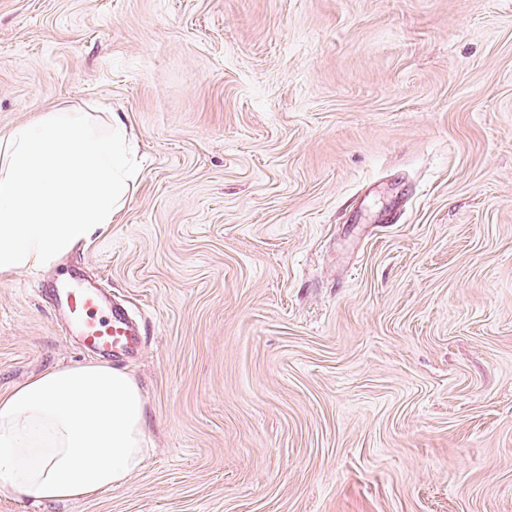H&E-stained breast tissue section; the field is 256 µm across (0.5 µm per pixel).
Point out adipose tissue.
<instances>
[{
  "label": "adipose tissue",
  "instance_id": "adipose-tissue-1",
  "mask_svg": "<svg viewBox=\"0 0 512 512\" xmlns=\"http://www.w3.org/2000/svg\"><path fill=\"white\" fill-rule=\"evenodd\" d=\"M124 119L44 112L0 132V277L48 264L115 223L139 176ZM145 401L99 361L0 394V487L69 501L121 486L146 455Z\"/></svg>",
  "mask_w": 512,
  "mask_h": 512
}]
</instances>
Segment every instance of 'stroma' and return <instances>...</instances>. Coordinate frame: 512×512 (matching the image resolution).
Returning <instances> with one entry per match:
<instances>
[{"label": "stroma", "instance_id": "1", "mask_svg": "<svg viewBox=\"0 0 512 512\" xmlns=\"http://www.w3.org/2000/svg\"><path fill=\"white\" fill-rule=\"evenodd\" d=\"M115 112L69 257L141 321L144 466L0 512H512V0H0V131ZM0 278V393L87 361Z\"/></svg>", "mask_w": 512, "mask_h": 512}]
</instances>
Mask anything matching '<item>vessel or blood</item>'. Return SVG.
<instances>
[{"label":"vessel or blood","mask_w":512,"mask_h":512,"mask_svg":"<svg viewBox=\"0 0 512 512\" xmlns=\"http://www.w3.org/2000/svg\"><path fill=\"white\" fill-rule=\"evenodd\" d=\"M48 294L57 319L90 354H128L141 334L140 324L113 302L109 289L102 282L87 280L73 265L55 268Z\"/></svg>","instance_id":"vessel-or-blood-1"}]
</instances>
